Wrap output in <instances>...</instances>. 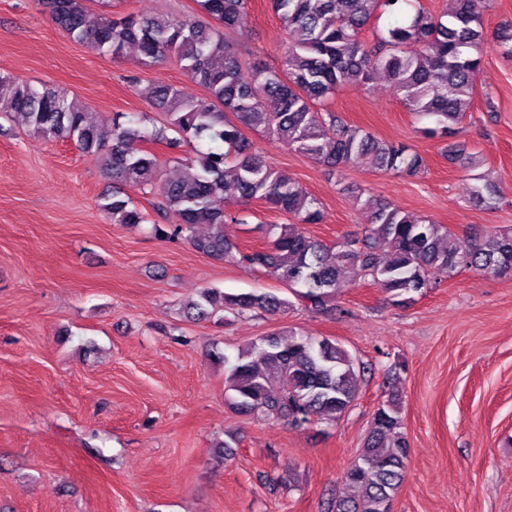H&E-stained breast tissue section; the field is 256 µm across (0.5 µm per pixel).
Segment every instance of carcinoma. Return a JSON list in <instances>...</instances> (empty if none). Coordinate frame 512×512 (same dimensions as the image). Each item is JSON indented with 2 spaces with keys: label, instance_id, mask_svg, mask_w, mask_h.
<instances>
[{
  "label": "carcinoma",
  "instance_id": "obj_1",
  "mask_svg": "<svg viewBox=\"0 0 512 512\" xmlns=\"http://www.w3.org/2000/svg\"><path fill=\"white\" fill-rule=\"evenodd\" d=\"M215 24L164 15L130 14L115 19L102 13L89 19L86 0H42L51 21L76 42L114 58L137 47L148 63L173 55L188 77L202 86L199 99L176 86H161L155 105L167 124L151 130L135 118L113 122L111 138L102 134L94 110L78 108L66 92L34 87L0 76V117L18 121L48 140H70L94 157L116 185L149 190L158 197L153 212L114 190L102 210L114 224L152 225L162 239L185 240L196 252L238 266L256 268L282 283L315 311L336 308V295L351 277L369 278L405 307L433 288L431 274L460 270L512 276V228L472 241H450L441 224L382 204L356 243H326L309 235L307 224L321 219L319 207L286 174L250 151L242 128L262 131L290 149L330 169L355 163L372 171L415 175L422 156L347 124L318 102L347 84H365L377 71L394 82L407 108L431 121L426 133L450 137L466 112L481 69L486 31L472 0H448L436 16L420 0H271L293 33L282 69L257 63L248 68L223 41L221 29H234L247 0H197ZM386 31L363 38L381 7L400 11ZM417 46L409 52L406 47ZM277 110L268 112L263 100ZM135 139L186 146L192 157L180 178L163 180L154 154H134ZM448 160L473 165L461 142H448ZM258 199L291 214L293 224H273L269 244L242 250L224 238L225 204ZM205 224L208 232L196 233ZM288 305L269 292L228 294L207 288L188 306L197 320L219 312L241 316L274 313ZM227 365L226 402L244 415L260 414L287 425L339 420L355 402L364 368L347 349L327 338L291 330L271 332L240 351ZM409 443L402 432L401 405L390 395L373 413L358 458L343 474L354 495L336 501V512H381L405 480Z\"/></svg>",
  "mask_w": 512,
  "mask_h": 512
}]
</instances>
